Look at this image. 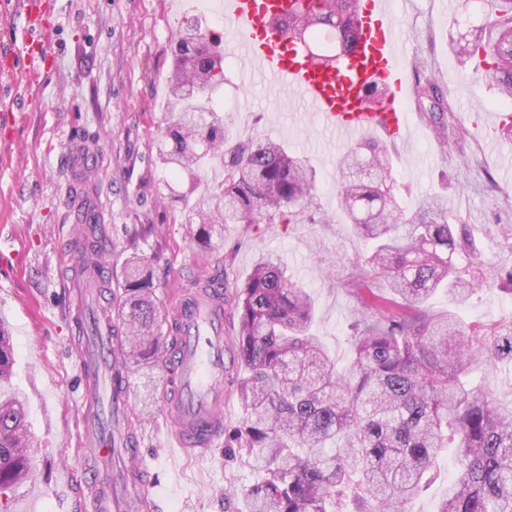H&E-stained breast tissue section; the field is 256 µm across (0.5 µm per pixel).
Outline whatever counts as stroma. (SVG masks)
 <instances>
[{
    "instance_id": "1",
    "label": "stroma",
    "mask_w": 512,
    "mask_h": 512,
    "mask_svg": "<svg viewBox=\"0 0 512 512\" xmlns=\"http://www.w3.org/2000/svg\"><path fill=\"white\" fill-rule=\"evenodd\" d=\"M51 57L32 99L19 116V135L0 143V246L14 256L0 275V319L13 340L12 387L26 400L36 439L37 470L64 459L72 483L21 485L11 512H76L87 479L81 453L78 341L68 307V255L75 248L74 213L60 204L72 179L65 151L86 144L110 218L103 228L110 251L111 283L98 304L108 313L131 257L149 264L155 300L170 316L181 291L207 273L224 277L226 336L237 322L235 293L266 253L279 257L287 276L311 295V332L345 367L351 357L349 325L357 303L346 286L370 246L357 238L338 210L336 156L347 141L326 130L298 94L271 84L261 73L223 61L226 83L221 114L233 128L288 144L290 153L317 172L315 223L227 224L211 242L196 239L190 223L207 183L220 179L221 161L200 179L175 175L160 157L171 117L166 75L176 31L199 15L195 0H53ZM396 20L413 44L411 82L438 77L448 101V123L467 130L440 151L431 125L408 101L412 130L399 143L372 134L390 153L393 193L411 212L430 195L470 225L484 259L512 267V248L499 237L512 224V171L487 146L495 136L493 113L502 111L493 86L472 67L460 66L448 38L453 18L442 0H397ZM477 332L512 322V294L497 288L475 293L459 309ZM165 368L152 363L132 371L131 426L142 436L140 453L152 480L159 512H224V494L249 484L246 459L228 460L223 449L206 456L170 455L172 426L161 403Z\"/></svg>"
}]
</instances>
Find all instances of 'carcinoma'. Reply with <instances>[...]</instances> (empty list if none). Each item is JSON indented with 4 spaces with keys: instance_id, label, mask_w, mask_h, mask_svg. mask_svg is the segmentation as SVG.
Returning <instances> with one entry per match:
<instances>
[{
    "instance_id": "carcinoma-1",
    "label": "carcinoma",
    "mask_w": 512,
    "mask_h": 512,
    "mask_svg": "<svg viewBox=\"0 0 512 512\" xmlns=\"http://www.w3.org/2000/svg\"><path fill=\"white\" fill-rule=\"evenodd\" d=\"M358 2L298 0L281 22L311 38L328 35L332 47L307 57L319 70H337L355 35ZM479 3V25L452 51L463 65L484 56L483 76L509 102L512 0ZM220 47V35L187 19L166 81L177 116L163 132L164 163L191 176L213 159L224 166L201 200L197 237L208 242L223 224L314 223L315 169L280 141L234 133L218 114L224 68L214 67L212 52ZM387 95L385 85H372L360 103L377 109ZM415 96L446 150L459 131L448 125L442 87L428 78L417 82ZM336 167L341 211L373 244L348 282L359 304L354 358L347 370L336 369L310 334V294L288 280L277 257L259 258L236 306L246 417L224 430V457H247L257 474L240 491L246 512H408L449 448L456 474L438 512H512V408L468 379L479 364L512 359V324L475 336L457 312L425 307L438 292L458 306L483 288L512 292V268L486 267L468 225L450 222L443 199L403 210L387 186L386 150L358 142L336 157ZM130 268L114 324L127 359L149 364L161 341L152 274L139 261ZM376 280L388 284L394 307L363 299ZM14 362L11 336L0 329V512H9L10 494L34 468L26 404L10 386Z\"/></svg>"
}]
</instances>
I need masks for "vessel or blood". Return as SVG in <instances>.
Masks as SVG:
<instances>
[{
	"mask_svg": "<svg viewBox=\"0 0 512 512\" xmlns=\"http://www.w3.org/2000/svg\"><path fill=\"white\" fill-rule=\"evenodd\" d=\"M291 6V0H220L234 26V48L242 62L258 65L262 73L298 93L322 125L346 139L370 132L405 139L411 130V115L403 107L411 94L403 63L408 41L396 24L391 0H372L371 8L362 12L355 44L336 73L314 68L303 53L288 51L284 40L270 34L271 16L287 13ZM20 8L23 27L0 49V83L9 86L31 85L49 55L44 38L52 25L49 0H20ZM375 83L390 89L384 108L359 107V96ZM19 108L15 96H0V137L12 135ZM173 320L179 340L165 406L178 451L206 455L224 443L227 343L222 289L186 293ZM121 353L122 344L107 324L75 347L84 389L81 424L102 460L96 486L80 497L81 512L156 509L128 423V387L118 368Z\"/></svg>",
	"mask_w": 512,
	"mask_h": 512,
	"instance_id": "b4317fda",
	"label": "vessel or blood"
}]
</instances>
